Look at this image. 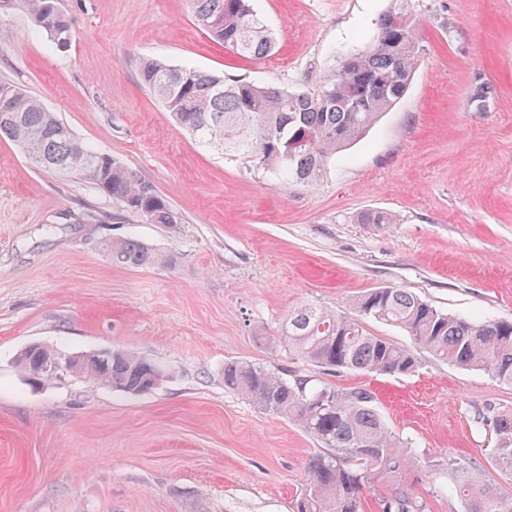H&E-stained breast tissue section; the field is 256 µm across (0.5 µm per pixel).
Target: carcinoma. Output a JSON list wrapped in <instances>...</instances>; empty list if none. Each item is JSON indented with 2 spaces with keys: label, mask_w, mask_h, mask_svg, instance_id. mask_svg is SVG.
<instances>
[{
  "label": "carcinoma",
  "mask_w": 512,
  "mask_h": 512,
  "mask_svg": "<svg viewBox=\"0 0 512 512\" xmlns=\"http://www.w3.org/2000/svg\"><path fill=\"white\" fill-rule=\"evenodd\" d=\"M0 1L24 8L53 49H68L76 20L58 0ZM191 2L195 21L215 42L248 58L274 51L273 33L252 0ZM400 2V8L379 20L367 46L338 53L337 63L312 92L178 68L158 59L140 62V82L195 140L224 155L250 158L285 183L313 186L329 157L363 137L408 90L420 49L417 18L408 11V0ZM2 138L34 165L95 185L148 224H178L169 202L138 172L79 141L39 99L7 82L0 83ZM106 249L112 263L120 266L179 263L178 255L131 238L112 241ZM353 308L356 316L351 317L305 304L288 314L280 338L297 358L325 371L412 372L417 360L410 350L364 330L359 317H371L404 329L419 348L439 359L512 385V321L450 316L400 287L373 289ZM52 353L46 346L37 353L23 350L16 364L31 383L42 384L52 377L43 374L39 357ZM79 374L129 394L150 391L164 377L155 364L120 351L106 365L87 357ZM224 388L296 423L322 446L309 460L310 479L298 512H360L364 490L404 473L410 464L409 441L392 435L366 387L291 381L264 367L230 361L224 363ZM475 424L494 434L497 464L512 474V412H480ZM461 473L449 493L463 499L465 512H512L511 497L468 475L464 467ZM381 506L382 512L425 509L411 488L399 482Z\"/></svg>",
  "instance_id": "obj_1"
}]
</instances>
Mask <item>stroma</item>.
Wrapping results in <instances>:
<instances>
[{
	"instance_id": "1",
	"label": "stroma",
	"mask_w": 512,
	"mask_h": 512,
	"mask_svg": "<svg viewBox=\"0 0 512 512\" xmlns=\"http://www.w3.org/2000/svg\"><path fill=\"white\" fill-rule=\"evenodd\" d=\"M59 2L76 19L64 52L25 10H0V82L137 170L179 224L145 223L0 140V512H297L319 446L227 391L228 361L370 388L411 443L402 480L425 512H464L448 492L459 466L512 495L474 422L512 411V386L372 318L368 333L414 348L413 372H328L279 337L301 304L347 314L389 286L458 317L512 320V0H411L422 55L406 96L311 187L195 141L141 85L139 61L313 90L396 0H253L277 38L259 60L212 40L191 0ZM367 210L395 221L361 223ZM125 238L181 262L114 265L104 242ZM32 343L133 352L165 378L140 395L70 373L35 385L15 363Z\"/></svg>"
}]
</instances>
